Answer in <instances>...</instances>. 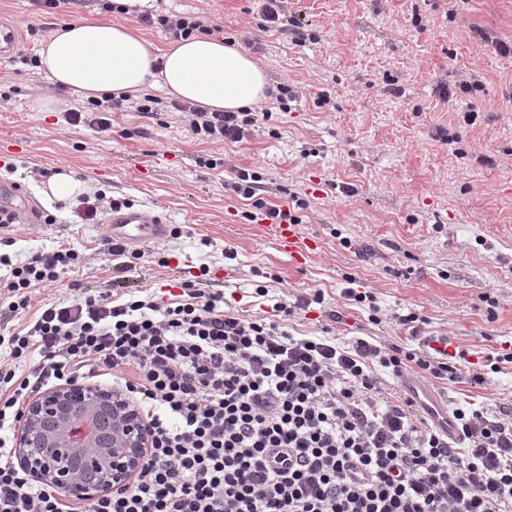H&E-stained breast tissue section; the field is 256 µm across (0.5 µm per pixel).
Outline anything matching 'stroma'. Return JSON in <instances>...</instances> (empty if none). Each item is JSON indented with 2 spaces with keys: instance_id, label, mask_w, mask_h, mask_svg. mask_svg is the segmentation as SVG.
<instances>
[{
  "instance_id": "1",
  "label": "stroma",
  "mask_w": 512,
  "mask_h": 512,
  "mask_svg": "<svg viewBox=\"0 0 512 512\" xmlns=\"http://www.w3.org/2000/svg\"><path fill=\"white\" fill-rule=\"evenodd\" d=\"M261 3H156L164 13L209 16L266 70L269 87H297L290 111L262 100L270 119L238 143L195 138L167 105L151 118L113 113L107 133L65 126L32 98L49 90L66 109L79 98L18 58L0 59V89L12 93L0 105V165L12 164V180L56 218L0 228V253L16 261L71 248L82 257L57 282L33 288L32 309L113 285L107 212L84 220L75 202L40 193L44 171L70 170L91 191L162 212L179 230L141 244L121 290L159 289L203 265L205 289L223 291L240 315L310 301L289 321L297 336L327 328L346 342L415 350L422 337L447 339L457 371L432 386L450 407H512V363L494 373L488 361L512 353V321L501 317L512 307V55L497 48L512 41V0H287L286 15L317 35L305 43L259 29ZM0 20L19 28L22 53L33 55L68 18L39 14L31 0H0ZM445 87L454 92L447 101ZM472 107L478 117L464 123ZM204 157L216 168L201 165ZM243 169L262 175L268 203L287 205L290 192L308 202L300 231L319 247L302 264L243 218V200L225 188ZM349 288L373 295L377 313L349 300ZM411 312L422 320L416 336L400 321ZM480 372L486 385L472 381Z\"/></svg>"
}]
</instances>
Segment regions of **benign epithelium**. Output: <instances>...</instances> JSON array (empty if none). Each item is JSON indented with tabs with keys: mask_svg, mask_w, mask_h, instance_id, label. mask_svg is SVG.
<instances>
[{
	"mask_svg": "<svg viewBox=\"0 0 512 512\" xmlns=\"http://www.w3.org/2000/svg\"><path fill=\"white\" fill-rule=\"evenodd\" d=\"M107 429L101 438L90 421ZM152 430L118 387L72 381L29 399L15 438L18 465L35 481L76 502L129 484L144 466Z\"/></svg>",
	"mask_w": 512,
	"mask_h": 512,
	"instance_id": "1",
	"label": "benign epithelium"
}]
</instances>
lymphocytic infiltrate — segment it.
<instances>
[{
    "instance_id": "obj_1",
    "label": "lymphocytic infiltrate",
    "mask_w": 512,
    "mask_h": 512,
    "mask_svg": "<svg viewBox=\"0 0 512 512\" xmlns=\"http://www.w3.org/2000/svg\"><path fill=\"white\" fill-rule=\"evenodd\" d=\"M174 39L214 32L199 14L141 13ZM193 135L239 142L257 113L207 112L176 103ZM157 97L90 99L65 110L67 126L109 130L114 112L151 117ZM260 173L241 170L227 188L264 212L298 223L291 208L260 194ZM71 249L34 254L9 267L6 317L27 312L31 290L79 265ZM207 268L162 298L137 290L117 299L85 295L40 308L0 336V512H61L60 492L12 459L9 437L36 390L112 373L154 431L146 464L129 486L85 501L81 512H512V411L454 410L462 436L450 446L408 397L389 396L382 372L444 379L449 355L415 354L366 339L294 336L295 307L246 318L221 291L203 287Z\"/></svg>"
}]
</instances>
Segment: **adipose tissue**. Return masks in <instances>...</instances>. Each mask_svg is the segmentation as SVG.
Listing matches in <instances>:
<instances>
[{
  "label": "adipose tissue",
  "instance_id": "ef3b65f1",
  "mask_svg": "<svg viewBox=\"0 0 512 512\" xmlns=\"http://www.w3.org/2000/svg\"><path fill=\"white\" fill-rule=\"evenodd\" d=\"M47 79L83 99L157 87L208 111H240L264 99V69L246 51L214 36L171 42L154 53L140 31L81 19L59 26L38 49Z\"/></svg>",
  "mask_w": 512,
  "mask_h": 512
}]
</instances>
